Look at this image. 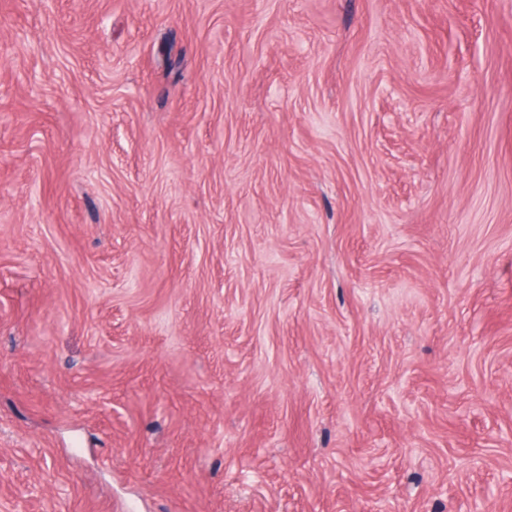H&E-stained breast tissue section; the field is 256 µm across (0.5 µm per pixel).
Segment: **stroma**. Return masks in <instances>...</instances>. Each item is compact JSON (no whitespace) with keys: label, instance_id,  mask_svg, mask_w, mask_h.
Returning a JSON list of instances; mask_svg holds the SVG:
<instances>
[{"label":"stroma","instance_id":"1","mask_svg":"<svg viewBox=\"0 0 512 512\" xmlns=\"http://www.w3.org/2000/svg\"><path fill=\"white\" fill-rule=\"evenodd\" d=\"M0 512H512V0H0Z\"/></svg>","mask_w":512,"mask_h":512}]
</instances>
